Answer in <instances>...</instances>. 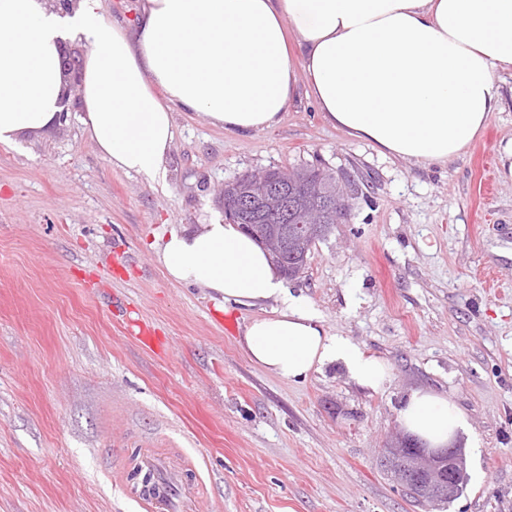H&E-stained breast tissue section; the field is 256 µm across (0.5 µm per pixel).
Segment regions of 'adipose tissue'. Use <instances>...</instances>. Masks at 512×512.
<instances>
[{
	"label": "adipose tissue",
	"mask_w": 512,
	"mask_h": 512,
	"mask_svg": "<svg viewBox=\"0 0 512 512\" xmlns=\"http://www.w3.org/2000/svg\"><path fill=\"white\" fill-rule=\"evenodd\" d=\"M296 33V48L288 35ZM83 43L78 98L84 133L112 167L166 178L173 107L243 134L277 125L299 86L324 119L383 153L421 164L459 157L498 108L512 69V0H140L134 26L108 24L102 0H0V144L54 126L67 94L61 48ZM302 68H295L294 57ZM156 258L167 277L214 300L252 307L249 360L288 381L338 363L376 389L390 368L332 333L285 288L267 253L221 219L170 228ZM401 427L427 447L467 431L450 398L421 388Z\"/></svg>",
	"instance_id": "obj_1"
}]
</instances>
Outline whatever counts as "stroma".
I'll return each instance as SVG.
<instances>
[{"instance_id":"obj_1","label":"stroma","mask_w":512,"mask_h":512,"mask_svg":"<svg viewBox=\"0 0 512 512\" xmlns=\"http://www.w3.org/2000/svg\"><path fill=\"white\" fill-rule=\"evenodd\" d=\"M481 136L447 165L379 152L305 93L241 134L175 108L168 179L113 168L78 119L0 145V512H144L124 479L151 453L186 512H512V72ZM320 164L349 181L346 220L287 284L386 360L376 391L339 366L301 382L247 358L261 307L221 311L152 248L224 214L247 172ZM121 301L150 345L114 317ZM470 418L468 481L420 504L376 463L412 390Z\"/></svg>"}]
</instances>
